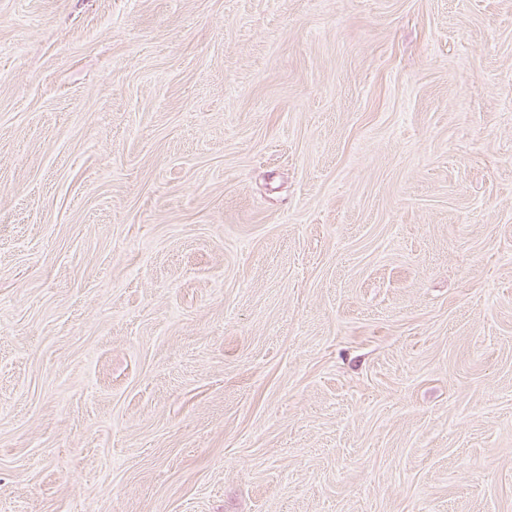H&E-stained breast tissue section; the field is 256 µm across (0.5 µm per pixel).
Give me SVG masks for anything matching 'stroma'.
<instances>
[{
    "label": "stroma",
    "instance_id": "stroma-1",
    "mask_svg": "<svg viewBox=\"0 0 512 512\" xmlns=\"http://www.w3.org/2000/svg\"><path fill=\"white\" fill-rule=\"evenodd\" d=\"M0 512H512V0H0Z\"/></svg>",
    "mask_w": 512,
    "mask_h": 512
}]
</instances>
